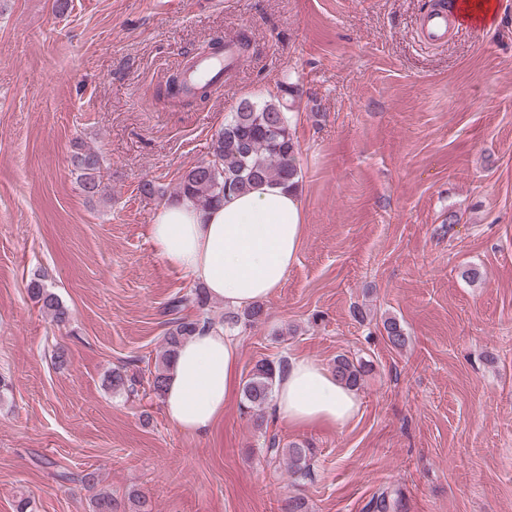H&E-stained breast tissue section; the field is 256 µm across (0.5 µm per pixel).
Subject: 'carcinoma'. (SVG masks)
<instances>
[{"label": "carcinoma", "instance_id": "carcinoma-1", "mask_svg": "<svg viewBox=\"0 0 512 512\" xmlns=\"http://www.w3.org/2000/svg\"><path fill=\"white\" fill-rule=\"evenodd\" d=\"M211 93V84L201 83L195 90H188L184 82H176L171 77L165 86V95L176 99L192 97L203 103ZM251 112L236 111L224 124L212 141L211 159L188 170L176 189V198H189L196 205L206 209L224 201L232 194H239L263 185H279L285 188L299 187L301 172L296 165L297 144L292 134L288 108L279 98L254 102ZM73 164L79 172L84 192L95 196L101 191L99 157L86 151L73 154ZM29 293L41 309L62 324L68 320V309L39 281H32ZM208 294L203 287L172 301L168 312L174 318L167 322L163 337V350L157 356L154 371L148 384L152 392L160 395L166 379V371L176 350L208 318L182 315L188 308L198 311L208 305ZM263 307L250 306L241 312L230 310L224 313V324L234 327L240 322L256 323L263 316ZM383 330L390 345L399 349L405 345L406 336L400 323L394 318L383 322ZM286 362L262 359L252 368L242 386V395L248 408L256 411L254 424L261 429L264 417L260 414L270 401L278 375L283 372ZM333 372L346 386L356 388L363 381L366 365L354 363L349 357L339 355L334 361ZM139 381L125 372L114 369L110 375L112 390L133 393ZM266 454L272 460L286 459L289 473L299 477L310 475L314 450L297 443L280 446L277 436H271L266 445ZM94 512H126L125 505L108 493H100L94 498Z\"/></svg>", "mask_w": 512, "mask_h": 512}]
</instances>
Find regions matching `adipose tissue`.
I'll return each mask as SVG.
<instances>
[{
	"mask_svg": "<svg viewBox=\"0 0 512 512\" xmlns=\"http://www.w3.org/2000/svg\"><path fill=\"white\" fill-rule=\"evenodd\" d=\"M304 213L295 189L263 186L203 209L180 199L162 206L150 226L160 256L211 299L231 309L267 300L281 288L299 250ZM239 346L221 325H205L170 363L163 409L178 430L210 433L236 384ZM354 389L309 358L289 360L277 379L271 412L295 428L334 429L358 412Z\"/></svg>",
	"mask_w": 512,
	"mask_h": 512,
	"instance_id": "ef3b65f1",
	"label": "adipose tissue"
}]
</instances>
